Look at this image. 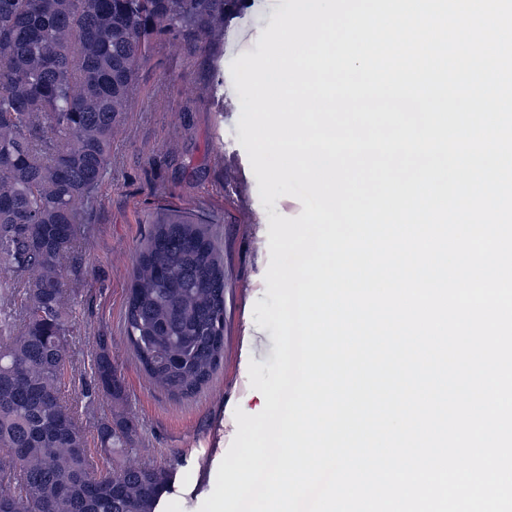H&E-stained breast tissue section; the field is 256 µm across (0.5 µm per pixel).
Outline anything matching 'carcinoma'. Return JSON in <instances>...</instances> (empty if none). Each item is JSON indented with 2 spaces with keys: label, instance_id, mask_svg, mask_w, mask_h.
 <instances>
[{
  "label": "carcinoma",
  "instance_id": "1",
  "mask_svg": "<svg viewBox=\"0 0 512 512\" xmlns=\"http://www.w3.org/2000/svg\"><path fill=\"white\" fill-rule=\"evenodd\" d=\"M251 0H0V279L25 284L0 303V507L7 512H156L164 468L100 471L63 400L71 328L63 265L112 154L152 42L213 48ZM126 334L151 380L197 393L224 355V263L206 229L153 226L140 253ZM94 386L112 398L98 424L111 456L135 447L126 390L105 340Z\"/></svg>",
  "mask_w": 512,
  "mask_h": 512
}]
</instances>
